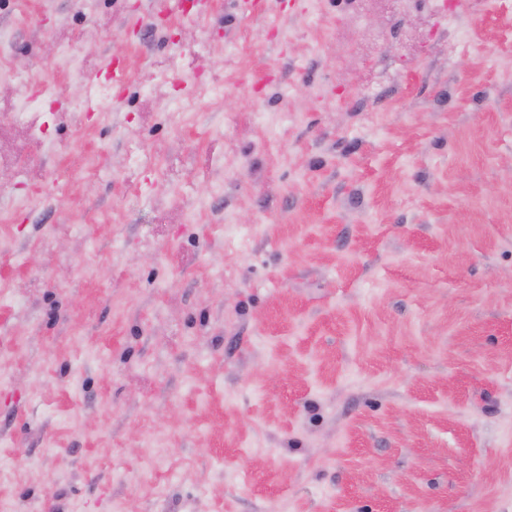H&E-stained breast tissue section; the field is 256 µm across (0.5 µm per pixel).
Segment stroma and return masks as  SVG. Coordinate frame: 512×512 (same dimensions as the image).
Masks as SVG:
<instances>
[{"mask_svg":"<svg viewBox=\"0 0 512 512\" xmlns=\"http://www.w3.org/2000/svg\"><path fill=\"white\" fill-rule=\"evenodd\" d=\"M262 2L0 0L10 512H512V0Z\"/></svg>","mask_w":512,"mask_h":512,"instance_id":"35a3bbf8","label":"stroma"}]
</instances>
